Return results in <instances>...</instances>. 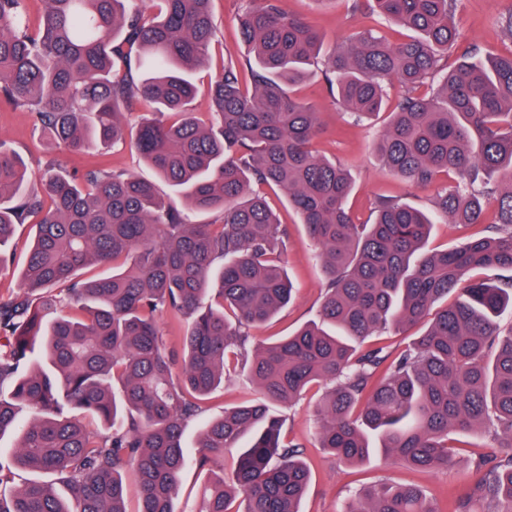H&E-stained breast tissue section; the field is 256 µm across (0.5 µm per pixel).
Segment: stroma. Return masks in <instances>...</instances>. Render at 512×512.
<instances>
[{
  "mask_svg": "<svg viewBox=\"0 0 512 512\" xmlns=\"http://www.w3.org/2000/svg\"><path fill=\"white\" fill-rule=\"evenodd\" d=\"M239 0H212L211 10L218 28L214 58L241 57L247 52L237 30ZM285 9L306 18L325 37V48L340 45L353 32L374 29L391 40L405 38V30L377 14L352 13L351 0H284ZM512 17V0H461L456 23L463 40L478 45L483 55L512 53V32L503 22ZM294 92L300 99L315 106L326 129L317 142L320 155L346 167L355 185L349 200L351 212L359 221H367L375 200L393 197L418 207H429L434 187H415L385 171L372 152V143L382 129L383 120L348 123L340 107L330 95L320 76L310 75L297 83ZM0 140L16 151L30 171L55 160L63 169L82 173L87 167L100 165L107 169L128 170L148 180L155 172L146 166L130 142L123 141L108 149L88 154L65 150H48L45 140L30 113L13 110L0 102ZM270 205L287 224L288 250L284 265L296 286L295 298L270 323L255 328L253 336L265 339L292 332L304 323L317 319L324 293V277L316 259L317 247L308 237L296 213L289 207L286 195L267 189ZM322 387L308 389L294 404L272 403L271 408L283 416L286 440L303 445L311 464L312 481L304 498L302 512H343L355 494L379 483L414 484L420 486L436 504L439 512H455L460 496L467 490L475 461L489 452L490 440L483 432L461 435L456 442L458 465L443 473L419 472L376 455L370 460L349 465L325 454L317 446V407Z\"/></svg>",
  "mask_w": 512,
  "mask_h": 512,
  "instance_id": "1",
  "label": "stroma"
}]
</instances>
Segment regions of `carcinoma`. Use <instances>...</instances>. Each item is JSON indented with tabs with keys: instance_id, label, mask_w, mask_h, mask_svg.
I'll return each mask as SVG.
<instances>
[{
	"instance_id": "obj_1",
	"label": "carcinoma",
	"mask_w": 512,
	"mask_h": 512,
	"mask_svg": "<svg viewBox=\"0 0 512 512\" xmlns=\"http://www.w3.org/2000/svg\"><path fill=\"white\" fill-rule=\"evenodd\" d=\"M26 2L0 0V101L33 114L51 146L89 151L131 138L212 220L188 223L129 171L69 174L50 162L30 173L0 141V246L16 225L35 228L21 267L0 250V275L10 269L20 282L0 295V437H19L12 464H0V512H129L130 466L138 512H174L184 470L227 448L238 449L234 468L207 481L196 512H301L310 467L267 401L290 404L314 384L326 388L320 447L348 463L379 452L445 471L449 435L484 430L498 453L477 465L457 512H512V330L499 324L512 314V277L469 279L481 267L512 272V56L481 59L462 45L460 0H352V12L383 14L410 36L391 43L364 29L328 53L282 0H242L248 54L227 58L204 87L188 72L212 59L210 0H155L153 18L141 0H44L35 28ZM455 51L450 72L444 55ZM314 70L352 122L386 115L372 150L389 172L413 186L448 176L430 212L381 200L371 221H354L351 177L317 153L318 112L291 90ZM393 78L402 92L391 104ZM201 95L206 121L189 109ZM264 186L288 196L326 285L319 320L254 342L250 329L294 291L281 265L288 229ZM491 197L499 209L487 223ZM437 221L484 223L485 233L428 252ZM94 266L110 272L86 276ZM163 313L185 324L178 348L163 343ZM429 315L396 356L364 348ZM240 363L258 398L208 419L190 458L186 423ZM19 471L51 479L19 484ZM345 512L437 510L415 486L384 485Z\"/></svg>"
}]
</instances>
